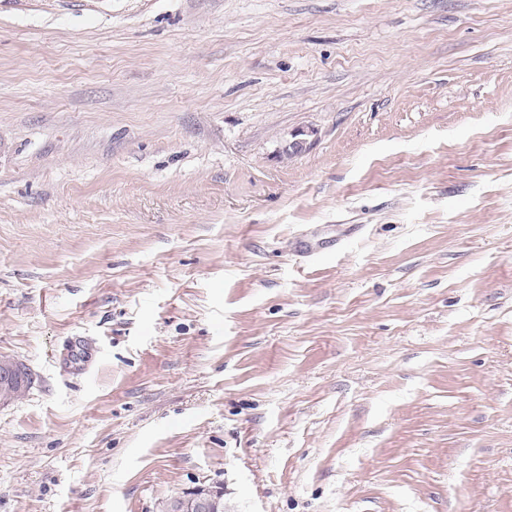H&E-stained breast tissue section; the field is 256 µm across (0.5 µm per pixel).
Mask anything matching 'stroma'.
<instances>
[{"label": "stroma", "instance_id": "obj_1", "mask_svg": "<svg viewBox=\"0 0 512 512\" xmlns=\"http://www.w3.org/2000/svg\"><path fill=\"white\" fill-rule=\"evenodd\" d=\"M0 355V512H512V0H0ZM30 382L27 370L14 359L0 357V404H8L26 389ZM193 492V493H191ZM162 511L168 512H223L224 498L221 492L197 489L171 496Z\"/></svg>", "mask_w": 512, "mask_h": 512}]
</instances>
